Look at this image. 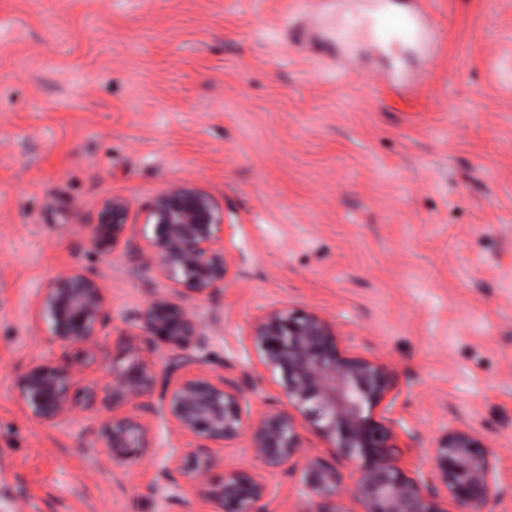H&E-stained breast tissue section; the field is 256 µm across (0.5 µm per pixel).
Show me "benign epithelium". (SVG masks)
Instances as JSON below:
<instances>
[{"label": "benign epithelium", "instance_id": "7a95c632", "mask_svg": "<svg viewBox=\"0 0 512 512\" xmlns=\"http://www.w3.org/2000/svg\"><path fill=\"white\" fill-rule=\"evenodd\" d=\"M144 272L167 282L154 288L136 317L141 346L133 362L110 355L112 296L100 275L80 265L56 274L31 304L35 324L63 348L58 358H34L21 371L16 399L41 423L77 429L78 447L103 455L115 468L133 459L186 452L191 464L161 467L147 487L170 503L191 490L213 512H270L267 473L297 475L309 512H489L498 485L497 456L482 430L462 422L429 449L426 471L405 469L396 454L400 420L391 370L378 358L341 345L336 324L313 310L286 304L262 310L243 338L253 372L242 380L214 367L211 327L197 303L224 291L234 260L224 251L223 214L215 199L185 181L164 188L147 209ZM131 204L113 194L102 200L88 242L112 255L129 244ZM95 364L99 375L85 367ZM275 385L285 408H256L262 383ZM134 405L132 418L126 407ZM162 417L181 445H157L151 421ZM317 433L356 464L346 481L336 466L307 450L302 430ZM246 439L248 467L224 464L218 449Z\"/></svg>", "mask_w": 512, "mask_h": 512}]
</instances>
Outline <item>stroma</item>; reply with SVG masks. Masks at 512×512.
Masks as SVG:
<instances>
[{
	"label": "stroma",
	"instance_id": "1",
	"mask_svg": "<svg viewBox=\"0 0 512 512\" xmlns=\"http://www.w3.org/2000/svg\"><path fill=\"white\" fill-rule=\"evenodd\" d=\"M318 0H0V512H211L161 506L157 459L113 470L71 430L33 419L13 387L60 352L32 300L58 271L96 269L114 334H135L152 276L144 242L112 257L85 225L119 194L142 221L167 185L211 194L235 259L212 358L239 378L261 310L335 322L392 368L397 415L426 450L458 420L481 426L512 512V0H433L437 52L419 90L363 39L300 48Z\"/></svg>",
	"mask_w": 512,
	"mask_h": 512
}]
</instances>
